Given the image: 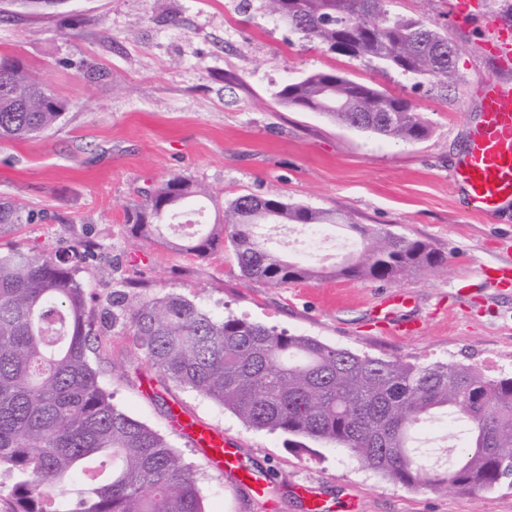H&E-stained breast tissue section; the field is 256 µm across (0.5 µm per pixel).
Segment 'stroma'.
Masks as SVG:
<instances>
[{
  "instance_id": "stroma-1",
  "label": "stroma",
  "mask_w": 512,
  "mask_h": 512,
  "mask_svg": "<svg viewBox=\"0 0 512 512\" xmlns=\"http://www.w3.org/2000/svg\"><path fill=\"white\" fill-rule=\"evenodd\" d=\"M66 0L54 10L0 22V53L19 58L67 101L63 117L25 141L0 140V199L38 214L0 233V248L63 255L82 239L101 243L79 278L96 306L136 276L151 293L175 292L214 314H233L389 360L462 361L487 373L512 371V294L497 295L485 267L512 260V209L470 213L450 182L467 133L480 119L486 83L512 85L485 54L494 27L512 29L501 0H392L395 12L435 21L456 47L448 83L421 81L378 63L330 53L252 0ZM336 70L408 99L427 138L378 137L317 112L278 104L274 93L305 75ZM180 175L209 193L198 220L214 223L242 194L333 209L431 244L446 264L390 283L326 278L274 288L242 275L231 248L200 258L133 239L127 206L152 183ZM405 291L402 317L422 331L401 338L374 330L373 312ZM99 364L112 401L167 437L199 478L205 512H512V485L477 495L411 489L315 441L245 428L220 405L151 371L132 336L106 333ZM222 433L270 492L247 495L176 431L165 407Z\"/></svg>"
}]
</instances>
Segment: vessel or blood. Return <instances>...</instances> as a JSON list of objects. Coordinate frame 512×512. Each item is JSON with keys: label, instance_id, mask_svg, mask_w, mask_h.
<instances>
[{"label": "vessel or blood", "instance_id": "1", "mask_svg": "<svg viewBox=\"0 0 512 512\" xmlns=\"http://www.w3.org/2000/svg\"><path fill=\"white\" fill-rule=\"evenodd\" d=\"M483 50L502 69L512 68V30L497 29L495 36L484 42ZM452 181L464 191L476 214H495L504 202L512 200V86L494 84L486 89L480 120L456 163ZM173 423L225 476L245 485L239 456L220 432L195 426L178 415Z\"/></svg>", "mask_w": 512, "mask_h": 512}]
</instances>
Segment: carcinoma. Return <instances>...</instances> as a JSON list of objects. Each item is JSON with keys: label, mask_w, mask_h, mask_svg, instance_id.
I'll return each mask as SVG.
<instances>
[{"label": "carcinoma", "mask_w": 512, "mask_h": 512, "mask_svg": "<svg viewBox=\"0 0 512 512\" xmlns=\"http://www.w3.org/2000/svg\"><path fill=\"white\" fill-rule=\"evenodd\" d=\"M37 12L64 0H8ZM303 38L351 59L367 58L415 78L448 77V30L391 12L388 0H265ZM0 83V139L26 140L67 109L23 62ZM301 112H319L383 138L422 140L427 122L405 98L320 71L275 94ZM125 209L131 235L205 256L228 245L243 275L272 287L324 274L272 251L259 224H340L359 255L331 271L350 280L392 282L431 274L446 258L428 242L376 225L353 224L334 210L243 194L207 231L200 224L168 240L163 228L208 195L172 176ZM37 216L0 202V234ZM102 248L79 242L65 258L0 252V478L11 512H205L196 472L166 437L112 402L93 358L101 329L134 337L146 365L234 414L246 427L332 445L361 467L406 487L452 486L478 495L512 478V373L489 376L474 365L420 364L372 357L315 337L276 331L232 314L215 315L174 292L148 295L127 281L107 306L92 307L76 275ZM445 417L465 428L452 464H426L413 432Z\"/></svg>", "instance_id": "carcinoma-1"}]
</instances>
